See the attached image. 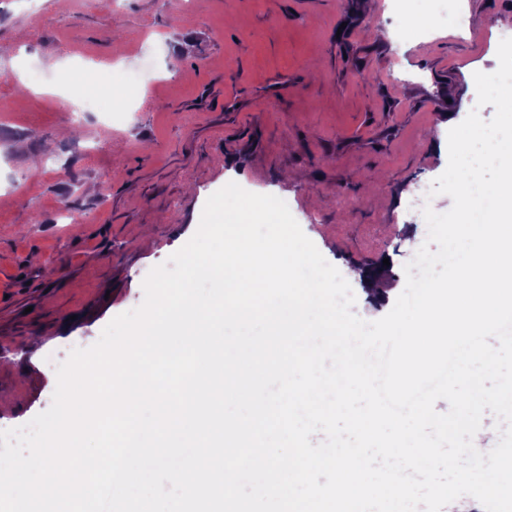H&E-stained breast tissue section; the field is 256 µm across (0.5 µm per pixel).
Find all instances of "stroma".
Here are the masks:
<instances>
[{
    "label": "stroma",
    "instance_id": "1",
    "mask_svg": "<svg viewBox=\"0 0 512 512\" xmlns=\"http://www.w3.org/2000/svg\"><path fill=\"white\" fill-rule=\"evenodd\" d=\"M465 29H398L393 0H0V422L47 410L44 360L88 348L144 300L225 182L276 193L340 273L381 264L393 307L425 239L406 204L446 169L431 146L498 67L512 0H468ZM386 35L363 38L361 17ZM109 84L74 121L73 91ZM512 454V411L471 415Z\"/></svg>",
    "mask_w": 512,
    "mask_h": 512
}]
</instances>
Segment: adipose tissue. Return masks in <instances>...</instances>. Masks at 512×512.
<instances>
[{
    "label": "adipose tissue",
    "instance_id": "obj_1",
    "mask_svg": "<svg viewBox=\"0 0 512 512\" xmlns=\"http://www.w3.org/2000/svg\"><path fill=\"white\" fill-rule=\"evenodd\" d=\"M496 370L495 356L487 350L478 348L467 353L460 361L455 374L456 381L465 383L469 389L467 400L459 405L460 414L456 424L465 428L467 432L468 440L463 452L473 461L474 467L471 472L461 475L459 489L451 497L450 512H472V503L467 487L472 478L481 475L480 464L483 459L497 453L496 448L491 447L487 441L485 430L482 427L469 424V415L476 407L491 399L512 408V375L504 377L500 388L495 392H488L482 386L483 375L496 372Z\"/></svg>",
    "mask_w": 512,
    "mask_h": 512
}]
</instances>
